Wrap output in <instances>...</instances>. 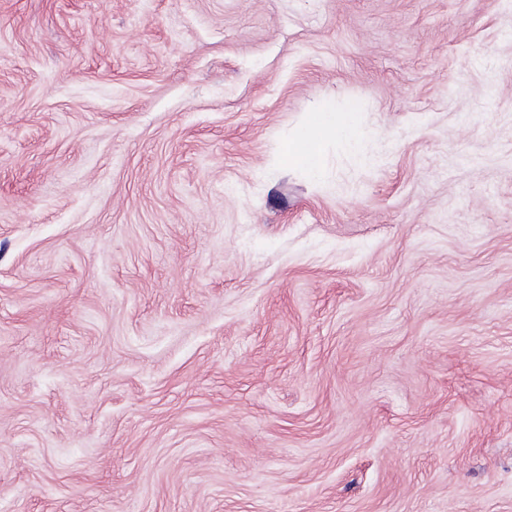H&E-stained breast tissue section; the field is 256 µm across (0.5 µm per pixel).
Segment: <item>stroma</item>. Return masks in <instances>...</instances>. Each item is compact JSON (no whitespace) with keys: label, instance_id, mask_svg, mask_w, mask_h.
I'll list each match as a JSON object with an SVG mask.
<instances>
[{"label":"stroma","instance_id":"35a3bbf8","mask_svg":"<svg viewBox=\"0 0 512 512\" xmlns=\"http://www.w3.org/2000/svg\"><path fill=\"white\" fill-rule=\"evenodd\" d=\"M0 512H512V0H0ZM359 112L360 107L355 101H349L339 108L331 100L321 101L313 112L306 113L303 122L282 144L280 161L319 176L322 170V146L329 137L340 142L354 156L361 157L370 131L362 125Z\"/></svg>","mask_w":512,"mask_h":512}]
</instances>
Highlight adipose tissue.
Returning a JSON list of instances; mask_svg holds the SVG:
<instances>
[{"instance_id": "obj_1", "label": "adipose tissue", "mask_w": 512, "mask_h": 512, "mask_svg": "<svg viewBox=\"0 0 512 512\" xmlns=\"http://www.w3.org/2000/svg\"><path fill=\"white\" fill-rule=\"evenodd\" d=\"M360 107L350 101L336 106L333 101H321L289 136L279 150L281 162L302 168L311 175L322 170V146L327 138L340 142L354 156H362L369 130L359 118Z\"/></svg>"}]
</instances>
